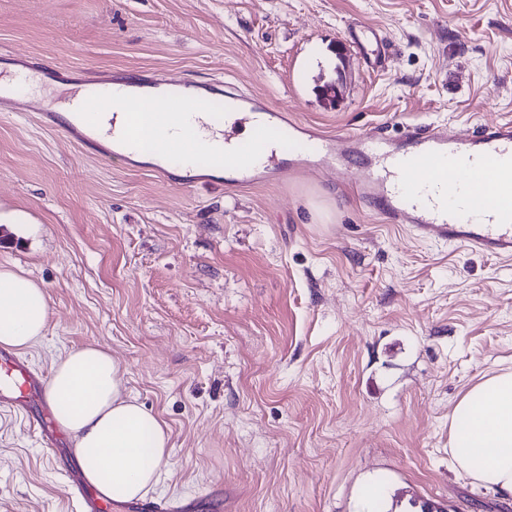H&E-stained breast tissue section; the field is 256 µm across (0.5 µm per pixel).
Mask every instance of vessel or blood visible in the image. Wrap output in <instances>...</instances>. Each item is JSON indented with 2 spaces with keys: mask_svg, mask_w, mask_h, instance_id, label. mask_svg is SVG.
<instances>
[{
  "mask_svg": "<svg viewBox=\"0 0 512 512\" xmlns=\"http://www.w3.org/2000/svg\"><path fill=\"white\" fill-rule=\"evenodd\" d=\"M353 49L374 68H381L387 39L366 26L348 27ZM106 105L89 87L81 111L65 126L73 138L108 158L127 159L128 148L143 136L159 143L165 155L192 156L200 139L189 132L173 140L169 127L183 114L199 112L215 124L223 113L207 95L171 94L161 99H131L123 131L103 145L97 116ZM300 118L270 109L247 135L225 132L229 147L209 155L211 166L233 170L244 184L257 183L256 158L274 139L288 142L302 166L321 164L351 177V188L364 204L376 208L391 224H402L419 240L440 241L499 259H512V205L493 203L492 192H512V121L482 124L465 138L445 124H405L395 133L375 128L322 136L317 142L292 139L302 130ZM46 380L16 353L0 349V408L34 415L42 448L57 455L64 433L45 399ZM68 490L78 512H112L113 501L84 476L78 463L67 468Z\"/></svg>",
  "mask_w": 512,
  "mask_h": 512,
  "instance_id": "b4317fda",
  "label": "vessel or blood"
}]
</instances>
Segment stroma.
Wrapping results in <instances>:
<instances>
[{
	"label": "stroma",
	"mask_w": 512,
	"mask_h": 512,
	"mask_svg": "<svg viewBox=\"0 0 512 512\" xmlns=\"http://www.w3.org/2000/svg\"><path fill=\"white\" fill-rule=\"evenodd\" d=\"M383 32V69L348 23ZM46 80L0 113V268L43 288L24 358L51 374L84 345L159 415L170 470L151 501L193 512H512L458 472L448 417L512 367V260L422 242L344 180L289 170L182 187L41 124L117 73L199 89L229 80L324 134L512 119V0H0V73ZM61 459L0 409V512H77Z\"/></svg>",
	"instance_id": "obj_1"
}]
</instances>
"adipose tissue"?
<instances>
[{"instance_id": "1", "label": "adipose tissue", "mask_w": 512, "mask_h": 512, "mask_svg": "<svg viewBox=\"0 0 512 512\" xmlns=\"http://www.w3.org/2000/svg\"><path fill=\"white\" fill-rule=\"evenodd\" d=\"M48 321L43 289L0 268V345L31 348L44 337ZM124 374L108 352L86 345L59 356L47 384L86 478L117 501L155 491L171 457L166 423L122 396ZM449 436L459 471L477 485L512 493V369L467 390L453 408Z\"/></svg>"}]
</instances>
